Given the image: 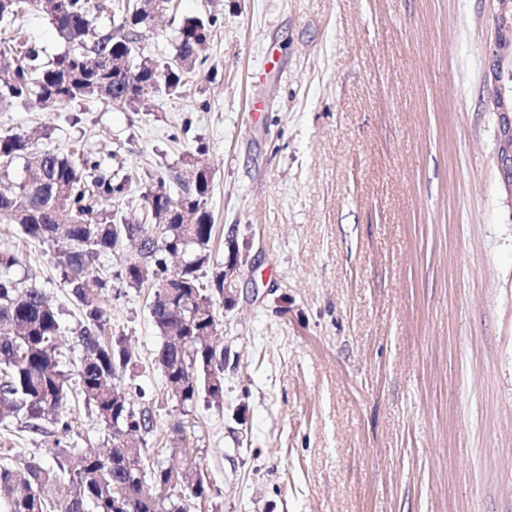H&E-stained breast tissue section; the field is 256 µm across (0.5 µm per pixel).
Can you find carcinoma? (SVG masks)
<instances>
[{
  "label": "carcinoma",
  "instance_id": "obj_1",
  "mask_svg": "<svg viewBox=\"0 0 512 512\" xmlns=\"http://www.w3.org/2000/svg\"><path fill=\"white\" fill-rule=\"evenodd\" d=\"M148 7L149 0H137L117 29H99L90 18V0H60L61 14H43L65 42L50 57L23 33L38 0H10L0 13V112L33 96L52 110L93 99L144 108L161 94L179 95L206 64L209 36L221 18L209 13L185 19L173 64L155 56L146 42ZM19 159L27 160L31 180L0 192V221L20 225L31 240L59 246L69 292L84 315V352L79 365L69 368L58 310L42 288L11 274L19 258L0 251V418L21 416L34 432L50 418L67 433L71 399L80 395L112 444L106 452L72 445L51 464L25 462L22 475L17 454L0 449V512H190L188 503L208 498L207 478L191 462L175 472L157 466L144 473L154 420L130 406L121 383L137 354L125 336L109 332L100 295L88 288L92 263L131 228L123 204L133 174L121 165L112 169V155L106 160L78 149L34 154L29 137L0 130V178L9 177ZM192 174L189 185L175 176V193L160 175L145 185L143 227L158 241L143 240L124 273L131 288H155L151 317L161 343L154 362L167 382L178 385L173 397L183 405L202 394L214 403L224 400V346L209 336L219 325L221 288L201 280L215 255V224L207 208L211 174L205 168ZM172 198L184 200L188 216L171 209ZM147 478L163 492L176 479L181 499L145 493Z\"/></svg>",
  "mask_w": 512,
  "mask_h": 512
}]
</instances>
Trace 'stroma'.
Listing matches in <instances>:
<instances>
[{"instance_id": "35a3bbf8", "label": "stroma", "mask_w": 512, "mask_h": 512, "mask_svg": "<svg viewBox=\"0 0 512 512\" xmlns=\"http://www.w3.org/2000/svg\"><path fill=\"white\" fill-rule=\"evenodd\" d=\"M497 0H178L151 43L173 54L185 17L221 26L181 96L150 110L30 101L0 127L39 148L80 144L173 180L196 143L219 243L243 254L220 339L224 400L181 406L153 362V291L122 280L132 248L100 255L104 310L138 355L122 383L157 424L151 460L194 461L191 512H512V185L486 48ZM50 138H43V131ZM0 250L60 313L84 322L56 251L0 223ZM72 431L0 419V448L52 462L100 445L85 403Z\"/></svg>"}]
</instances>
